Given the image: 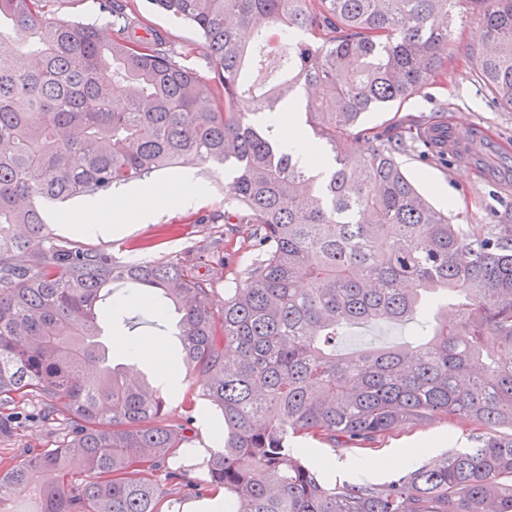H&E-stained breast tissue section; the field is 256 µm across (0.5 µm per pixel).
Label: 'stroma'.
Masks as SVG:
<instances>
[{
    "mask_svg": "<svg viewBox=\"0 0 512 512\" xmlns=\"http://www.w3.org/2000/svg\"><path fill=\"white\" fill-rule=\"evenodd\" d=\"M134 10L142 24L162 34L180 56L181 64L201 68L206 49L196 30L188 24L160 11L151 0H123ZM483 36L479 14H465L458 19L453 37L457 46L448 60V70L425 89L421 96L407 102L403 110L420 114L450 112L456 122L481 131L483 142L477 154L464 162L447 165L423 161L419 148H409L400 160L417 185L428 194L438 208H452L467 213L470 223L498 224L512 218V112L502 109L477 78L468 49L478 47ZM190 174L206 193L204 201L190 209L160 210L154 221L140 224L128 222L123 233L110 237L82 235L74 231L69 219L76 212L77 200L54 206L50 227L57 237L82 247L125 257L130 251L152 260L175 259L194 268L197 275L214 283V303L223 305L228 288L242 279L254 252L242 225L224 222V187L230 173L204 165L190 167ZM136 327L105 331L104 341L113 336L139 341L145 347L140 369L153 376L163 371H178L171 359L174 337L171 330L154 325L153 315L146 309L134 312ZM414 325H372L348 329L338 343L339 350L351 352L370 346L386 345L415 335ZM161 342V350H152V342ZM464 433L463 427L437 420L423 426L393 431L372 449L339 448L313 440H304L309 448V462L317 469H329L337 482L380 483L393 473L385 467L377 473L361 470V463L372 457L390 458L396 451H409L420 441L438 437L442 448L452 446ZM56 433L39 418L24 421L15 436L0 438V466L23 460L31 449L51 447Z\"/></svg>",
    "mask_w": 512,
    "mask_h": 512,
    "instance_id": "1",
    "label": "stroma"
}]
</instances>
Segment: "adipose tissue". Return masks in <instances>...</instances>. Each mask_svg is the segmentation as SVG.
I'll use <instances>...</instances> for the list:
<instances>
[{"label":"adipose tissue","mask_w":512,"mask_h":512,"mask_svg":"<svg viewBox=\"0 0 512 512\" xmlns=\"http://www.w3.org/2000/svg\"><path fill=\"white\" fill-rule=\"evenodd\" d=\"M175 192L151 190L150 193L134 191L116 193L110 201L88 200L80 206L78 232L91 236H111L121 233L128 216H135L140 223L152 221L157 207H194L204 196L203 187L190 177H181Z\"/></svg>","instance_id":"obj_1"}]
</instances>
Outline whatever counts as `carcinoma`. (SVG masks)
Returning a JSON list of instances; mask_svg holds the SVG:
<instances>
[{"label":"carcinoma","instance_id":"cac0c4a2","mask_svg":"<svg viewBox=\"0 0 512 512\" xmlns=\"http://www.w3.org/2000/svg\"><path fill=\"white\" fill-rule=\"evenodd\" d=\"M463 1L483 15L478 76L512 110V0H153L198 31L204 73L131 12L112 11L106 39L50 0H0V437L23 401L62 425L55 447L0 470V512H162L173 490L222 491L236 512H512V224H461L415 187L397 155L436 149L441 122L362 124L446 73ZM271 56L281 78L245 84ZM287 102L329 169L283 149L268 118ZM201 164L233 171L224 223L258 246L221 307L177 260H120L49 228L50 205ZM115 283L143 303L162 293L184 365L207 376L223 444L201 481L172 467L190 438L133 375L137 351L102 352ZM376 323L423 331L336 349ZM442 418L476 431L472 446L384 484L333 482L291 445L371 446Z\"/></svg>","mask_w":512,"mask_h":512}]
</instances>
